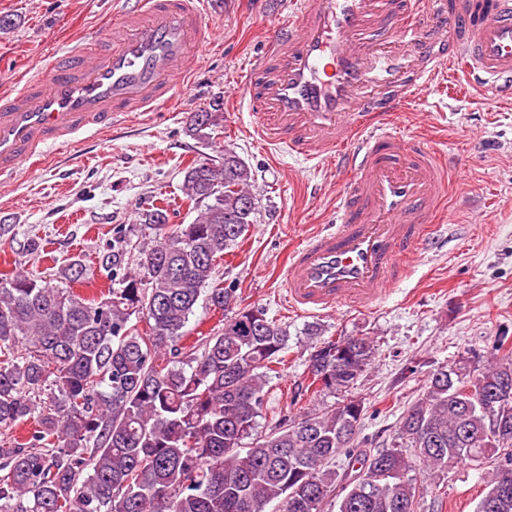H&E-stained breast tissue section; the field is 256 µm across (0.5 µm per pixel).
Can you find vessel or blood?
<instances>
[{
    "label": "vessel or blood",
    "instance_id": "vessel-or-blood-1",
    "mask_svg": "<svg viewBox=\"0 0 512 512\" xmlns=\"http://www.w3.org/2000/svg\"><path fill=\"white\" fill-rule=\"evenodd\" d=\"M213 2L127 0L91 47L1 95L0 181L43 147L188 95L192 45L215 38ZM265 41L242 87L256 134L342 178L331 227L289 254L288 304L304 315L370 308L432 241L448 183L429 141L395 118L451 66L479 91L512 99V0H301L274 16Z\"/></svg>",
    "mask_w": 512,
    "mask_h": 512
}]
</instances>
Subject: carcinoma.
<instances>
[{
    "label": "carcinoma",
    "mask_w": 512,
    "mask_h": 512,
    "mask_svg": "<svg viewBox=\"0 0 512 512\" xmlns=\"http://www.w3.org/2000/svg\"><path fill=\"white\" fill-rule=\"evenodd\" d=\"M188 128L219 125L206 112ZM224 168L194 160L184 198L201 207L193 224L168 210L140 213L151 238L139 269L127 249L100 266L119 287L87 298L60 282L0 273V427L31 422L25 438L0 444V512H417L418 483L465 460L490 464L476 512H512V350L477 368L468 360L429 375L402 416V447L348 454L364 417L351 388L375 359L367 337L316 344L312 395L341 399L256 432L268 372L284 362L288 329L259 306L224 317V328L186 352L178 343L202 292L214 309L236 303L214 278L218 260L254 223L252 172L224 146ZM72 260L64 280L84 278ZM146 323L139 329L131 317ZM185 354V359L176 358ZM250 440L242 450L244 440Z\"/></svg>",
    "instance_id": "obj_1"
}]
</instances>
